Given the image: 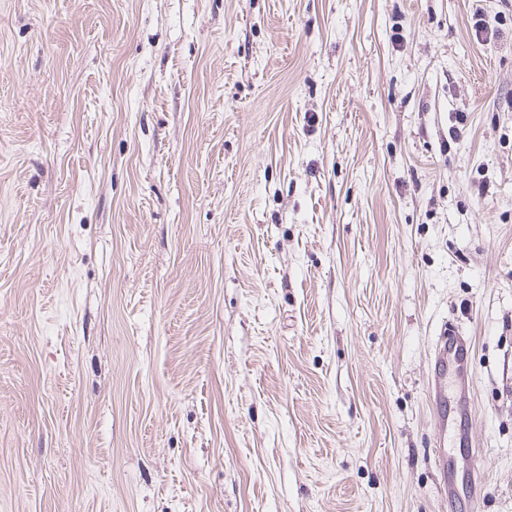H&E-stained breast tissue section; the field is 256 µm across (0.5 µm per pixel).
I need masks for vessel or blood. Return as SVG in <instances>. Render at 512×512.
<instances>
[{
	"label": "vessel or blood",
	"instance_id": "b4317fda",
	"mask_svg": "<svg viewBox=\"0 0 512 512\" xmlns=\"http://www.w3.org/2000/svg\"><path fill=\"white\" fill-rule=\"evenodd\" d=\"M471 346L467 337L459 333L441 332L434 357L430 363L432 392L430 402L433 410L434 428L440 440H447L448 427L455 420H466L472 416V405L468 398V386L460 378L459 370L468 363ZM440 496L468 505H476L478 488L482 478L476 472L461 473L447 452H439Z\"/></svg>",
	"mask_w": 512,
	"mask_h": 512
}]
</instances>
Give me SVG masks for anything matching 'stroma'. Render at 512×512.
<instances>
[{
    "mask_svg": "<svg viewBox=\"0 0 512 512\" xmlns=\"http://www.w3.org/2000/svg\"><path fill=\"white\" fill-rule=\"evenodd\" d=\"M445 329L512 512V0H0V512H465ZM471 346L468 338L456 331L441 332L434 357L430 363L432 392L430 402L433 410L434 428L439 436L438 464L439 481L437 491L450 501L471 505L474 509L479 501L477 489L481 488L482 478L475 471L460 474L453 459L448 457L445 440L448 443V426L456 420H468L472 416V405L468 398V386L459 370L468 363ZM456 382L459 396L455 405L448 404V382ZM444 446V447H443Z\"/></svg>",
    "mask_w": 512,
    "mask_h": 512,
    "instance_id": "stroma-1",
    "label": "stroma"
}]
</instances>
